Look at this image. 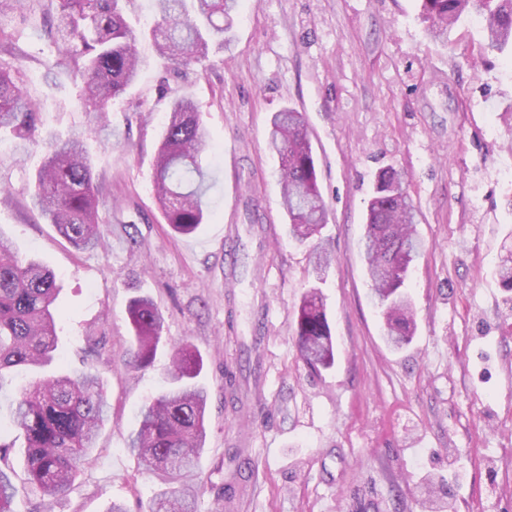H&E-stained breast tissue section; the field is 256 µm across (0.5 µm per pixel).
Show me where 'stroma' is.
I'll use <instances>...</instances> for the list:
<instances>
[{"label": "stroma", "instance_id": "obj_1", "mask_svg": "<svg viewBox=\"0 0 512 512\" xmlns=\"http://www.w3.org/2000/svg\"><path fill=\"white\" fill-rule=\"evenodd\" d=\"M419 0H241L205 66L161 59L153 0H130L140 72L87 144L104 239L79 250L29 205L45 149L15 152L0 131V233L56 275L58 349L96 371L111 403L94 459L48 512H147L166 483L127 448L139 407L165 386L176 347L203 359L209 394L196 512H512V304L496 275L512 251V68L477 60L470 21L440 42ZM19 32L23 91L43 136L89 125L81 84L44 22ZM193 100L217 152L211 216L189 235L166 224L153 164L173 98ZM302 112L327 206L316 274L310 244L288 237L273 112ZM399 171L423 251L408 292L415 333L387 345L361 256L381 169ZM319 287L335 363L300 358L295 312ZM151 298L164 324L153 364L133 368L130 303ZM240 379L239 391L226 376ZM243 449L232 458L233 449ZM248 476L235 510L219 498Z\"/></svg>", "mask_w": 512, "mask_h": 512}]
</instances>
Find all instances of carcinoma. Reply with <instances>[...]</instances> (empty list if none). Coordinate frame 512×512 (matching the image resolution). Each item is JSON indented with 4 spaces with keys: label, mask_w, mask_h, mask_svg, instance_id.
Returning a JSON list of instances; mask_svg holds the SVG:
<instances>
[{
    "label": "carcinoma",
    "mask_w": 512,
    "mask_h": 512,
    "mask_svg": "<svg viewBox=\"0 0 512 512\" xmlns=\"http://www.w3.org/2000/svg\"><path fill=\"white\" fill-rule=\"evenodd\" d=\"M127 0H48L42 14L55 17L53 29L72 71L82 82V100L102 121L135 83L139 72L136 35L127 24ZM150 34L159 56L185 67L202 65L212 45L224 46L239 0H154ZM483 22L478 53L512 64V0H420V19L432 38L441 39L465 19ZM21 65L0 62V129L26 144L39 136V109L24 97ZM269 149L278 157L282 202L290 236L303 243L320 235L327 208L317 177L312 145L302 113L285 107L272 114ZM213 148L195 104L177 98L170 106L154 173V191L164 220L182 235L206 218L210 188L208 153ZM87 148V135L53 138L34 178L31 205L74 247L91 249L104 234L99 195ZM416 210L393 168L382 170L368 202L362 242L373 302L385 323L386 342L401 348L413 335V311L406 287L422 243L416 237ZM501 287L512 293V257L498 265ZM58 288L54 274L25 260L0 237V379L13 368H44L57 350ZM134 329L131 364L150 366L161 338L163 314L148 298L129 309ZM295 333L303 362L314 373L334 364L332 332L321 292L307 291L296 312ZM197 351H175L168 386L137 413L128 449L148 471L173 488L157 496L148 512H194L197 478L206 438L208 394L196 378ZM108 413V398L92 372L65 369L23 387L13 403L12 426L23 439V485L51 499L68 494L82 464L89 461ZM0 437V512H14L19 492L9 464L11 449Z\"/></svg>",
    "instance_id": "carcinoma-1"
}]
</instances>
